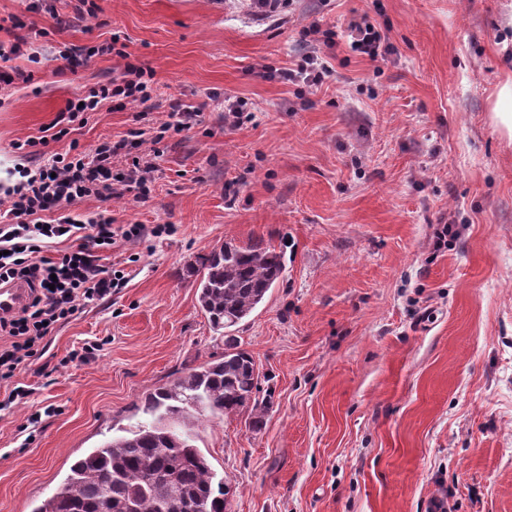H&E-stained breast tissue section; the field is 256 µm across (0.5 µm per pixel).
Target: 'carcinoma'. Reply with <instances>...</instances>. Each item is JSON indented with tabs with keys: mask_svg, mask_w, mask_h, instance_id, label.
Here are the masks:
<instances>
[{
	"mask_svg": "<svg viewBox=\"0 0 512 512\" xmlns=\"http://www.w3.org/2000/svg\"><path fill=\"white\" fill-rule=\"evenodd\" d=\"M282 251L261 240L226 243L202 258L198 302L214 330L224 338V354L181 373L146 397V416L134 428L77 459L70 474L32 512H227L233 489L217 478L197 446L205 418H222L252 406L258 425L266 405L256 398L259 371L253 356L231 335L283 279ZM177 420L180 432H168L163 417Z\"/></svg>",
	"mask_w": 512,
	"mask_h": 512,
	"instance_id": "1",
	"label": "carcinoma"
}]
</instances>
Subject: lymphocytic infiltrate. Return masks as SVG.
Segmentation results:
<instances>
[{
	"label": "lymphocytic infiltrate",
	"instance_id": "f902f5d3",
	"mask_svg": "<svg viewBox=\"0 0 512 512\" xmlns=\"http://www.w3.org/2000/svg\"><path fill=\"white\" fill-rule=\"evenodd\" d=\"M312 45L296 68L286 69L282 76L288 82L316 91L335 74L321 48L330 44L333 33L310 25L301 31ZM346 37L353 52L375 61L391 49L386 34L367 18L350 21ZM109 54L124 62L119 81L89 88L80 102L69 104L67 122L99 109L102 102L117 99L121 107L135 109L137 122L154 111L156 96L152 70L133 64L124 48L109 43L97 47L75 45L60 48L57 58L67 66L96 55ZM194 109L174 103L167 117L156 126L155 135L144 129L131 128L123 142L99 144L93 152L80 150L71 143V156L46 154L47 137L27 138L25 147L36 158L35 168L26 170V179L0 197V286L16 282L29 288L26 304L16 312L0 316V379H10L31 358L44 340L68 320L78 305L111 294L123 287L121 275H107L101 261L117 241L139 240L147 236L170 234L168 224H115L112 216L102 213L91 218L71 212V205L94 196L103 200L129 197L146 202L151 192L156 166L150 154L133 157L131 164L113 170L112 162L125 143L159 144L166 134L178 135L191 129ZM92 235H85V228ZM66 237L70 245L54 257L44 256L48 240Z\"/></svg>",
	"mask_w": 512,
	"mask_h": 512
}]
</instances>
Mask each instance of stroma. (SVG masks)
Returning a JSON list of instances; mask_svg holds the SVG:
<instances>
[{"instance_id":"obj_1","label":"stroma","mask_w":512,"mask_h":512,"mask_svg":"<svg viewBox=\"0 0 512 512\" xmlns=\"http://www.w3.org/2000/svg\"><path fill=\"white\" fill-rule=\"evenodd\" d=\"M95 2L86 21L77 0L51 14L0 0V19L22 23L0 41L23 36L12 65L31 76L0 81V193L31 166L16 142L121 75L109 55L58 69L59 43L120 34L154 72V120L173 100L200 115L161 143L147 202L73 204L174 231L118 241L103 264L124 287L79 305L43 355L0 380V401L30 391L0 410V512H32L75 460L141 420L146 396L223 354L191 268L253 239L286 262L235 331L267 412L257 427L247 408L203 422L198 441L235 488L229 512H512V140L491 120L512 80V0H293L268 16L247 0ZM364 14L388 35L383 60L347 45ZM314 22L336 33L339 85L301 94L280 73ZM228 94L254 114L237 130L224 125ZM134 125V109L108 101L49 149L90 152ZM441 224L457 232L443 249ZM86 343L93 358L70 360Z\"/></svg>"}]
</instances>
